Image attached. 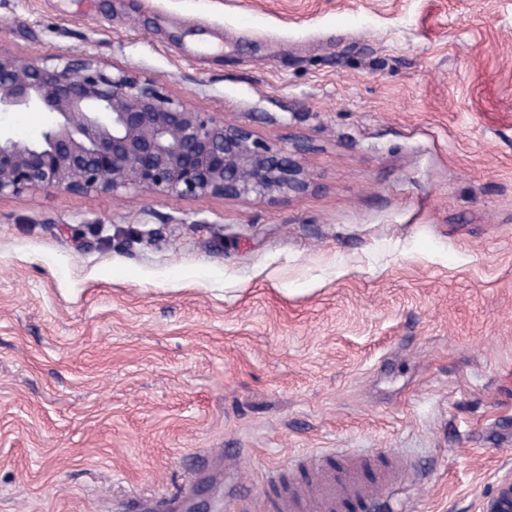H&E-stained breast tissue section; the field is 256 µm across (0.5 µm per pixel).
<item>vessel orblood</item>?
I'll return each instance as SVG.
<instances>
[{
    "label": "vessel or blood",
    "mask_w": 512,
    "mask_h": 512,
    "mask_svg": "<svg viewBox=\"0 0 512 512\" xmlns=\"http://www.w3.org/2000/svg\"><path fill=\"white\" fill-rule=\"evenodd\" d=\"M402 479L397 468L370 476L359 461H350L341 468L326 463L290 496L281 499L278 508L280 512H295L300 505L311 504L319 512H372L386 502Z\"/></svg>",
    "instance_id": "obj_1"
}]
</instances>
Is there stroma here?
Here are the masks:
<instances>
[{"label": "stroma", "instance_id": "35a3bbf8", "mask_svg": "<svg viewBox=\"0 0 512 512\" xmlns=\"http://www.w3.org/2000/svg\"><path fill=\"white\" fill-rule=\"evenodd\" d=\"M0 51L154 80L290 199L0 198V512H244L322 455L394 512L512 483V0H0Z\"/></svg>", "mask_w": 512, "mask_h": 512}]
</instances>
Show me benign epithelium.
I'll list each match as a JSON object with an SVG mask.
<instances>
[{"label": "benign epithelium", "instance_id": "benign-epithelium-1", "mask_svg": "<svg viewBox=\"0 0 512 512\" xmlns=\"http://www.w3.org/2000/svg\"><path fill=\"white\" fill-rule=\"evenodd\" d=\"M47 112L32 140L0 129V198L26 190L176 198H289L308 191L297 155L199 112L90 57L21 60L0 52V112Z\"/></svg>", "mask_w": 512, "mask_h": 512}]
</instances>
